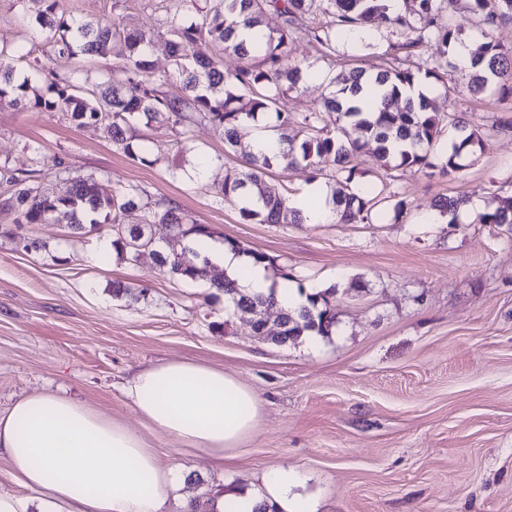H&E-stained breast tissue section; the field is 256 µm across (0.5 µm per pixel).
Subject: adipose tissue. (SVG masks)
<instances>
[{
    "label": "adipose tissue",
    "instance_id": "ef3b65f1",
    "mask_svg": "<svg viewBox=\"0 0 512 512\" xmlns=\"http://www.w3.org/2000/svg\"><path fill=\"white\" fill-rule=\"evenodd\" d=\"M251 294H274L279 308L294 310L307 299L289 280L272 283L263 265L211 239L198 246ZM124 392L142 421L180 446L223 464L256 429L257 392L236 376L205 363L173 360L137 370ZM0 452L6 453L26 495L0 491V512H28L38 499L42 512H164L179 473L162 467L154 449L120 421L79 399L33 393L0 417ZM294 470L262 473V491H231L220 512H297Z\"/></svg>",
    "mask_w": 512,
    "mask_h": 512
}]
</instances>
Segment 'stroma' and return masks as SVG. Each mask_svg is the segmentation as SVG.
<instances>
[{
    "mask_svg": "<svg viewBox=\"0 0 512 512\" xmlns=\"http://www.w3.org/2000/svg\"><path fill=\"white\" fill-rule=\"evenodd\" d=\"M37 9L36 0H0V45L26 47L16 70L43 94V72L66 76L80 62L32 24ZM58 10L80 23L108 17L146 31L156 70H170L163 0H58ZM390 38L382 28L356 42L337 39L327 58L304 44L298 52L325 79L377 66ZM435 96L478 131L480 149L462 171L430 178L383 169L364 149L361 181L380 196L364 224L242 222L213 197L224 178L223 128L195 127L181 151L170 125L141 127L151 158L143 164L97 126L0 101V166L33 172L48 193L90 175L107 191L133 184L168 199L215 241L273 257V280L334 289L337 328L312 343L262 341L251 314L228 315L223 292L212 288L223 267L183 280L146 253L101 262L111 226H20L0 190V416L31 393H67L126 423L163 467L180 471L166 512L249 487L279 465L296 469L298 491L317 512H512V227L433 214L442 197H475L487 212L512 204V98L468 94L457 69ZM36 145L44 164L34 161ZM116 281L129 295H113ZM222 323L226 331L216 332ZM174 359L224 370L262 399L257 428L223 467L178 449L123 392L139 368Z\"/></svg>",
    "mask_w": 512,
    "mask_h": 512,
    "instance_id": "obj_1",
    "label": "stroma"
}]
</instances>
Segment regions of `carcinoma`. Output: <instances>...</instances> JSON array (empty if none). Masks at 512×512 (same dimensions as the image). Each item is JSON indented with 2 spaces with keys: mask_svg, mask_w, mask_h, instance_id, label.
Returning <instances> with one entry per match:
<instances>
[{
  "mask_svg": "<svg viewBox=\"0 0 512 512\" xmlns=\"http://www.w3.org/2000/svg\"><path fill=\"white\" fill-rule=\"evenodd\" d=\"M35 15L37 27L48 31L59 52L104 56L119 60L112 80L79 83L70 77H53L50 98L37 94L29 78L18 79L16 69L0 63V101L34 98L47 112H64L78 126H104L112 142L132 160L151 163L134 144L132 131L144 123L166 122L176 128L178 143L185 147L192 128L208 122L224 128L227 153H241L245 166L225 168L222 184L215 188L216 201L238 209L244 221L261 224H302L303 217L289 207V197L268 179L275 166L316 174L329 170L333 214L342 224L369 220L373 199L358 187L360 171L354 160L375 144L377 159L385 167L413 168L426 176L451 175L463 168V153L480 145L478 132L466 123L440 113L435 98L419 93L406 98L405 108L394 104L402 94L421 82L445 83L448 51L461 42L462 27L454 22L458 0H404L399 13L390 11L388 0H211L205 12L196 0H169L163 22L174 40L168 55L174 68L157 74L147 53L150 38L107 21L96 26H75L57 13V0H41ZM466 9L475 24L487 30L512 16V0H468ZM279 19L268 35L252 46L235 39L239 25H266L268 15ZM367 28H385L397 36L382 54L383 63L368 71L353 67L330 79L312 111L288 114L279 107L291 90L308 89L314 74L295 56L297 44L306 43L321 57L335 51L336 36ZM425 42L438 46L437 55L422 63L412 60L413 49ZM232 53L239 64L224 69L215 48ZM476 70L469 73L466 89L473 96L491 88L512 95V46L493 40L482 43L473 58ZM272 115L278 151L256 154L239 139V128L257 115ZM448 122L455 143L445 155L436 146L443 122ZM358 132L348 137L347 128ZM0 185L9 187L18 224H68L82 230L102 224L117 228L112 248L136 261L148 250L161 272L171 277L196 280L207 275V266H189L182 255L157 252L151 242L164 237H208L209 228L187 212L162 199L152 198L137 185L117 184L112 193L101 191L92 176L71 180L63 195H48L9 168L0 167ZM141 213L140 223L126 225L123 217ZM484 224L512 225V205L482 216ZM212 285L224 293L233 308L274 303L273 296L252 295L225 277ZM258 328L288 344L307 332L329 336L336 314L328 297L318 293L298 311H284L272 323L257 318Z\"/></svg>",
  "mask_w": 512,
  "mask_h": 512,
  "instance_id": "cac0c4a2",
  "label": "carcinoma"
}]
</instances>
